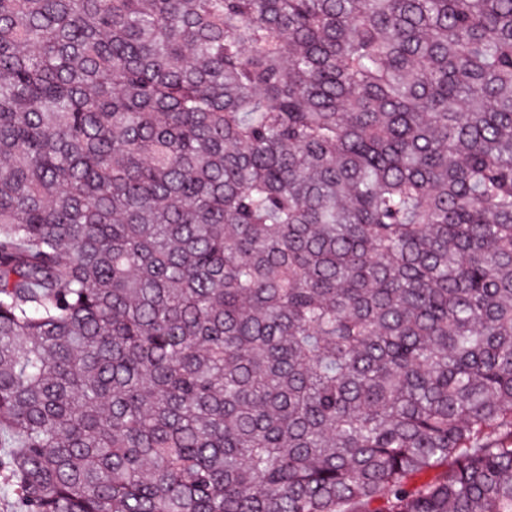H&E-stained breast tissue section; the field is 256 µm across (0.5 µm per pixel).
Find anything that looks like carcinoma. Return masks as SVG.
Here are the masks:
<instances>
[{"instance_id":"obj_1","label":"carcinoma","mask_w":512,"mask_h":512,"mask_svg":"<svg viewBox=\"0 0 512 512\" xmlns=\"http://www.w3.org/2000/svg\"><path fill=\"white\" fill-rule=\"evenodd\" d=\"M0 448L16 512H512V0H0Z\"/></svg>"}]
</instances>
